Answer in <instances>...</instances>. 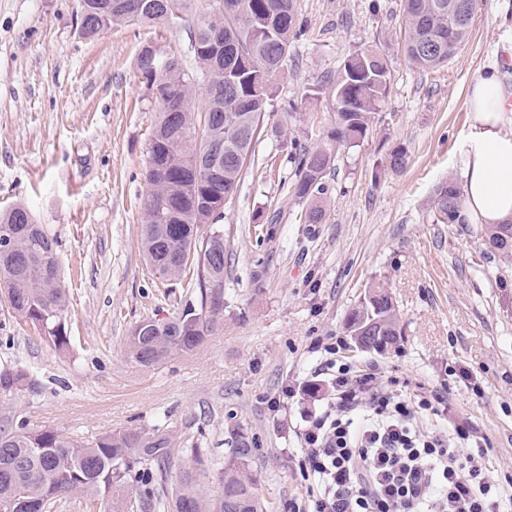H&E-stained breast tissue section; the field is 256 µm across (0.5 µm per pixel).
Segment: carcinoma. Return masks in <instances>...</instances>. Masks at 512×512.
<instances>
[{"label": "carcinoma", "instance_id": "obj_1", "mask_svg": "<svg viewBox=\"0 0 512 512\" xmlns=\"http://www.w3.org/2000/svg\"><path fill=\"white\" fill-rule=\"evenodd\" d=\"M81 2L82 32L95 38L114 25L165 22L186 9L189 0H152L146 9L140 0H115L110 11L105 10L108 0ZM229 2L233 9L214 7L195 21L192 46L200 69L222 79L216 91L205 89L201 113L194 104L197 81L178 56L172 53L157 66L141 55L136 61L148 81L184 103L174 117L161 106L157 109L145 171L148 189L141 202L142 253L150 266L161 265L165 280H181L197 267V284L203 289L200 307L188 306L160 322L145 319L138 323L139 335L127 337V353L143 367L202 345L224 312V233L213 229L201 238L199 229L235 192L272 107L273 79L300 33L296 0ZM404 15L406 55L423 71L447 65L469 39L472 20L448 13V0H404ZM241 50L249 54L246 64L239 59ZM390 77L388 57L377 46L357 50L343 61L331 83L335 126L310 149L291 141L296 198L308 202L324 191L323 178L336 150L354 147L366 136L388 95ZM432 211L439 223L458 222L462 199L453 183L436 189ZM6 231L15 239L12 256L0 257V284L9 305L34 327L39 312L49 314L39 334L64 351L70 345L69 299L56 240L23 205L0 214V233ZM484 235L491 248L512 255V223L486 229ZM346 330L366 350L382 352L397 344L402 330L391 294L380 286L369 289L351 312ZM27 379L21 367L0 369V395L13 394ZM228 443L223 466L213 470L203 449L177 448L158 428L119 430L90 442L20 424L0 430V498L21 488L44 510L75 495L95 512H124L128 488L140 484L147 507L160 512H174L177 505L180 512H263L251 441L234 430ZM181 453L193 466L181 472L170 490L168 466ZM202 478L216 482L222 495L206 499L199 489Z\"/></svg>", "mask_w": 512, "mask_h": 512}]
</instances>
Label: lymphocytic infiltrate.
<instances>
[{
	"instance_id": "lymphocytic-infiltrate-1",
	"label": "lymphocytic infiltrate",
	"mask_w": 512,
	"mask_h": 512,
	"mask_svg": "<svg viewBox=\"0 0 512 512\" xmlns=\"http://www.w3.org/2000/svg\"><path fill=\"white\" fill-rule=\"evenodd\" d=\"M343 339L326 344L313 375L319 409L302 414L303 503L288 512H502L512 476L492 481L494 450L472 428L422 432L423 414L444 417L447 388L407 395L377 362L346 361Z\"/></svg>"
}]
</instances>
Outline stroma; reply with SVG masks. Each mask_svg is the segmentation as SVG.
I'll list each match as a JSON object with an SVG mask.
<instances>
[{
	"mask_svg": "<svg viewBox=\"0 0 512 512\" xmlns=\"http://www.w3.org/2000/svg\"><path fill=\"white\" fill-rule=\"evenodd\" d=\"M301 33L274 80L269 125L313 145L336 113L328 82L346 56L376 45L390 62L389 93L366 137L340 147L324 179L325 217L306 223L295 164L260 139L215 227L224 233V320L203 345L146 368L126 352L132 327L200 302L197 285L161 281L140 247L144 171L157 106L136 70L142 45L175 53L189 72L195 13L158 24L79 31L78 0H0V211L21 203L56 239L69 292L70 347L41 340L0 288V368L29 379L0 397V426L24 423L94 440L159 427L177 447L224 459L231 429L253 442L263 512L303 492L302 424L294 405L271 409L286 385L310 380L318 341L345 333L371 286L398 304L399 349L349 346L418 386L447 385L448 415L485 437L490 477L512 474V258L488 250L473 224H437L439 185L462 183L475 135L467 91L512 41V0H485L468 42L439 70L404 50L402 0H296ZM319 88L318 98L306 92ZM407 152L400 173L385 167ZM481 385L475 397L471 384Z\"/></svg>",
	"mask_w": 512,
	"mask_h": 512,
	"instance_id": "stroma-1",
	"label": "stroma"
}]
</instances>
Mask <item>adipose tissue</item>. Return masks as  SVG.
<instances>
[{"mask_svg":"<svg viewBox=\"0 0 512 512\" xmlns=\"http://www.w3.org/2000/svg\"><path fill=\"white\" fill-rule=\"evenodd\" d=\"M504 55L475 78L467 98L478 133L469 143L463 207L469 223L485 227L512 222V90L504 81L512 45Z\"/></svg>","mask_w":512,"mask_h":512,"instance_id":"ef3b65f1","label":"adipose tissue"}]
</instances>
